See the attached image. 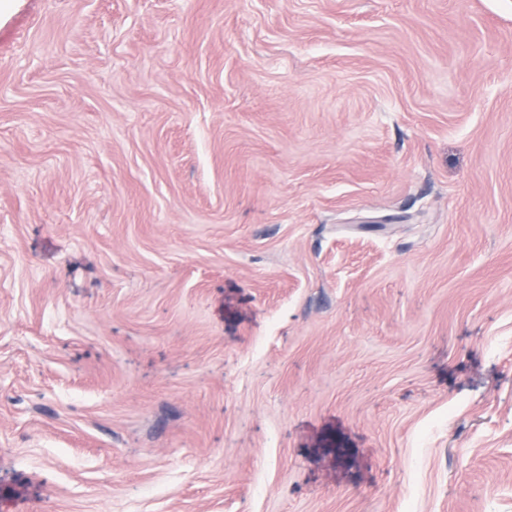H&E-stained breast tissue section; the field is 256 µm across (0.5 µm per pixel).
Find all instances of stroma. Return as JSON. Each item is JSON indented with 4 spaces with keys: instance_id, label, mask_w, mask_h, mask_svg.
<instances>
[{
    "instance_id": "35a3bbf8",
    "label": "stroma",
    "mask_w": 512,
    "mask_h": 512,
    "mask_svg": "<svg viewBox=\"0 0 512 512\" xmlns=\"http://www.w3.org/2000/svg\"><path fill=\"white\" fill-rule=\"evenodd\" d=\"M0 512H512V0H9Z\"/></svg>"
}]
</instances>
